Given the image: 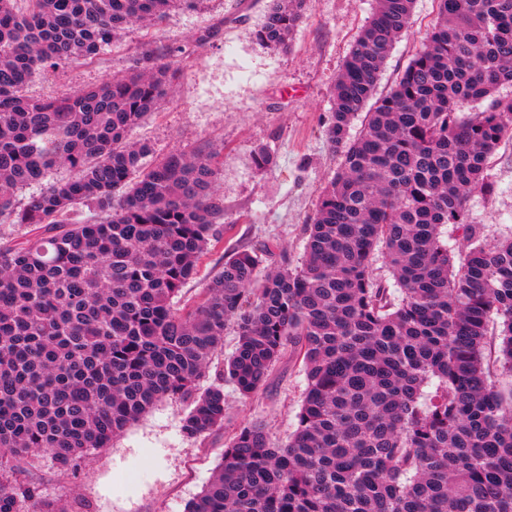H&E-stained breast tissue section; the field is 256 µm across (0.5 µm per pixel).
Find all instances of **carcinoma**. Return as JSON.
<instances>
[{
	"label": "carcinoma",
	"instance_id": "1",
	"mask_svg": "<svg viewBox=\"0 0 512 512\" xmlns=\"http://www.w3.org/2000/svg\"><path fill=\"white\" fill-rule=\"evenodd\" d=\"M195 2L0 0V221L31 232L0 247V512H68L38 497L34 459L73 477L166 398L190 402V437L224 425V386L201 381L230 326L221 380L249 398L289 350L305 393L286 443L240 426L186 512H512V237L485 239L469 209L496 194L488 164L512 139V96L497 95L512 84V0H436L377 98L414 7L378 0L332 92L324 134L342 161L303 258L262 275L270 245L235 249L197 300L185 287L224 210L215 152L158 158L130 142L183 49L148 47L128 74L63 99L24 93L36 72ZM309 5L274 0L261 41L288 48ZM60 166L74 177L15 202ZM89 205L93 222L79 218ZM436 16L435 0H415L407 31L394 43L382 67L377 94L394 84L426 36Z\"/></svg>",
	"mask_w": 512,
	"mask_h": 512
}]
</instances>
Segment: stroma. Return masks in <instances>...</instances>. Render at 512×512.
<instances>
[{"label": "stroma", "mask_w": 512, "mask_h": 512, "mask_svg": "<svg viewBox=\"0 0 512 512\" xmlns=\"http://www.w3.org/2000/svg\"><path fill=\"white\" fill-rule=\"evenodd\" d=\"M271 6L272 0H197L162 24L128 27L91 59L36 74L26 88L33 98H62L128 73L146 46L184 47L173 60L168 96L131 138L148 141L159 155L203 146L216 151L215 191L224 212L216 224L220 242L203 262L205 276L239 247L275 244L271 267L285 257L300 261L305 228L341 162L324 136L331 91L377 0H311L285 50L259 38ZM435 16V0H415L408 29L382 67L378 93L394 84ZM261 148L273 154L272 167L256 166ZM490 177L499 193L474 195L471 214L491 240L512 234V141L501 143ZM304 389L301 362L284 355L251 399L225 385L223 426L197 438L182 432L188 405L162 401L92 455L76 478L43 469L38 494L74 512H185L241 425L258 420L273 440L287 439Z\"/></svg>", "instance_id": "stroma-1"}]
</instances>
